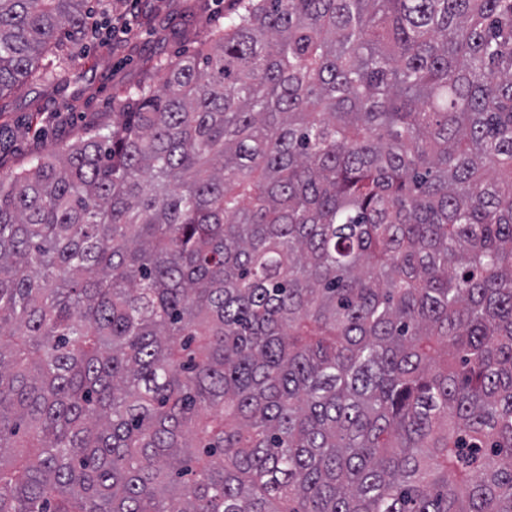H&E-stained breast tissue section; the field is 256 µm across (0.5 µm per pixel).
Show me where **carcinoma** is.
Here are the masks:
<instances>
[{"label": "carcinoma", "mask_w": 512, "mask_h": 512, "mask_svg": "<svg viewBox=\"0 0 512 512\" xmlns=\"http://www.w3.org/2000/svg\"><path fill=\"white\" fill-rule=\"evenodd\" d=\"M239 2L0 177V512H512V0Z\"/></svg>", "instance_id": "carcinoma-1"}]
</instances>
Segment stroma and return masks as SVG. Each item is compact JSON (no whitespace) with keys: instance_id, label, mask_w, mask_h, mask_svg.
<instances>
[{"instance_id":"1","label":"stroma","mask_w":512,"mask_h":512,"mask_svg":"<svg viewBox=\"0 0 512 512\" xmlns=\"http://www.w3.org/2000/svg\"><path fill=\"white\" fill-rule=\"evenodd\" d=\"M93 25L70 42L54 79H30L0 97V173L26 167L34 155L111 126L119 99L157 81L160 64L193 51L223 27L233 0H155L135 15V30L112 31V17L135 14L134 0H89Z\"/></svg>"}]
</instances>
